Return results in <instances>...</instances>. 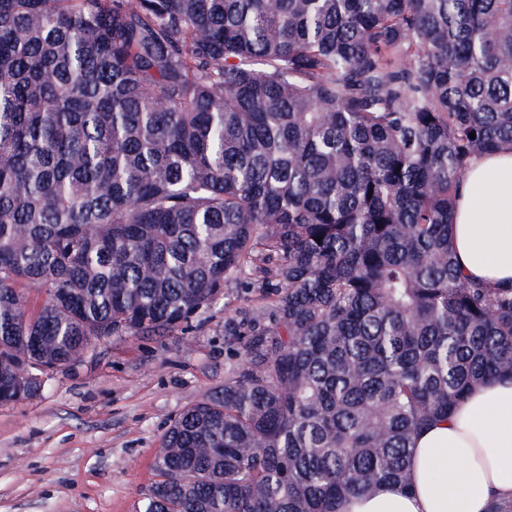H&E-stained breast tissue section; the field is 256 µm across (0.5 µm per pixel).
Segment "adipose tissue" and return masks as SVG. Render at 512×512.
I'll list each match as a JSON object with an SVG mask.
<instances>
[{
	"label": "adipose tissue",
	"mask_w": 512,
	"mask_h": 512,
	"mask_svg": "<svg viewBox=\"0 0 512 512\" xmlns=\"http://www.w3.org/2000/svg\"><path fill=\"white\" fill-rule=\"evenodd\" d=\"M448 234L465 277L512 286V145L470 160ZM411 453L409 486L347 498L339 512H486L491 500H512V377L475 386Z\"/></svg>",
	"instance_id": "adipose-tissue-1"
}]
</instances>
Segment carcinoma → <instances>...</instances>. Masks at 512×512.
<instances>
[{"mask_svg": "<svg viewBox=\"0 0 512 512\" xmlns=\"http://www.w3.org/2000/svg\"><path fill=\"white\" fill-rule=\"evenodd\" d=\"M504 143L512 0H0V403L260 288L139 512L406 484L415 435L512 375V287L448 239Z\"/></svg>", "mask_w": 512, "mask_h": 512, "instance_id": "cac0c4a2", "label": "carcinoma"}]
</instances>
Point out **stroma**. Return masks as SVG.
<instances>
[{
	"label": "stroma",
	"instance_id": "1",
	"mask_svg": "<svg viewBox=\"0 0 512 512\" xmlns=\"http://www.w3.org/2000/svg\"><path fill=\"white\" fill-rule=\"evenodd\" d=\"M261 295L226 290L183 334L102 339L36 397L0 404V512H139L166 430L240 362L225 320Z\"/></svg>",
	"mask_w": 512,
	"mask_h": 512
}]
</instances>
